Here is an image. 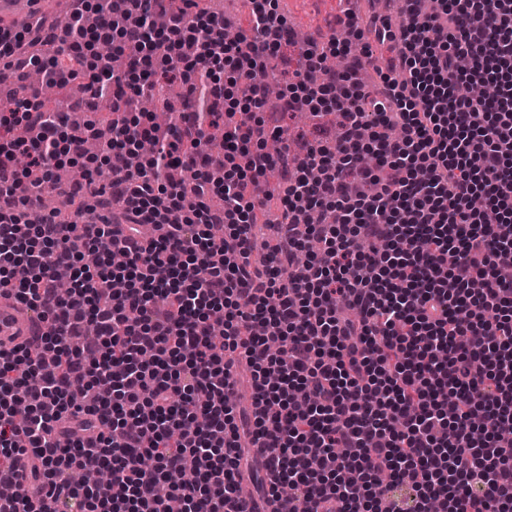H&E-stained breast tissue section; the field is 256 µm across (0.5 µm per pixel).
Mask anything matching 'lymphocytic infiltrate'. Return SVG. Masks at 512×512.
Returning <instances> with one entry per match:
<instances>
[{
  "label": "lymphocytic infiltrate",
  "mask_w": 512,
  "mask_h": 512,
  "mask_svg": "<svg viewBox=\"0 0 512 512\" xmlns=\"http://www.w3.org/2000/svg\"><path fill=\"white\" fill-rule=\"evenodd\" d=\"M165 2L74 0L67 47L48 57L23 50L40 29L0 28L17 80L86 74L111 94L124 115L102 137L104 164L155 139L130 94L176 78L188 99L176 141L138 169L113 167L118 213L87 204L68 223H30L28 196L54 188L64 157H84L83 136L62 131L36 89L0 117V130L36 132L0 137V261L28 272L1 278L0 296L49 324L36 348L0 351V512H71L90 497L104 512H169L173 497L181 512H226L243 446L265 436L268 493L288 512H512L500 440L512 433V0H437L426 14L405 0L399 24L348 20L328 50H306L271 125L256 111L288 31L278 0H251L252 32L234 42L200 0L148 29ZM368 33L401 43L380 88L352 51ZM89 36L126 53L125 71L93 66ZM331 54L347 68L328 66ZM227 68L250 111L217 79ZM324 97L338 133L270 155L268 136ZM219 125L225 163H247L216 179L203 158ZM273 168L286 221L256 264L246 245ZM116 224L168 230L126 242ZM239 349L256 407L241 421L228 359ZM25 446L38 463L23 477ZM182 470L193 482L163 494Z\"/></svg>",
  "instance_id": "lymphocytic-infiltrate-1"
}]
</instances>
